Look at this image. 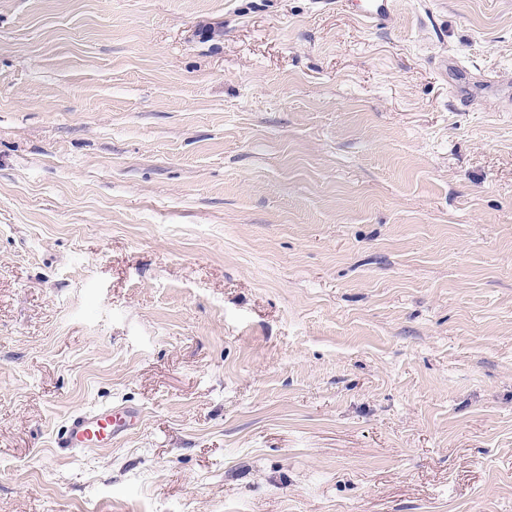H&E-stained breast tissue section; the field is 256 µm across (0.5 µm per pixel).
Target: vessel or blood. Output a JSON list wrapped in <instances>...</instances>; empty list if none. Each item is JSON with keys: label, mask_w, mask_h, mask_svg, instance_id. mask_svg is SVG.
Segmentation results:
<instances>
[{"label": "vessel or blood", "mask_w": 512, "mask_h": 512, "mask_svg": "<svg viewBox=\"0 0 512 512\" xmlns=\"http://www.w3.org/2000/svg\"><path fill=\"white\" fill-rule=\"evenodd\" d=\"M357 18L369 27L386 25L391 19L396 0H349ZM143 421L139 408L110 404L73 412L54 436V446L61 454L111 447L114 440L127 436Z\"/></svg>", "instance_id": "obj_1"}]
</instances>
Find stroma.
Instances as JSON below:
<instances>
[{"label": "stroma", "instance_id": "35a3bbf8", "mask_svg": "<svg viewBox=\"0 0 512 512\" xmlns=\"http://www.w3.org/2000/svg\"><path fill=\"white\" fill-rule=\"evenodd\" d=\"M498 77L512 0H0V512H512ZM343 3L355 6L358 20L376 28L386 25L396 8V0H336V6ZM143 421L142 410L110 404L73 412L54 436V448L63 455L93 448H112V442L136 430Z\"/></svg>", "mask_w": 512, "mask_h": 512}]
</instances>
